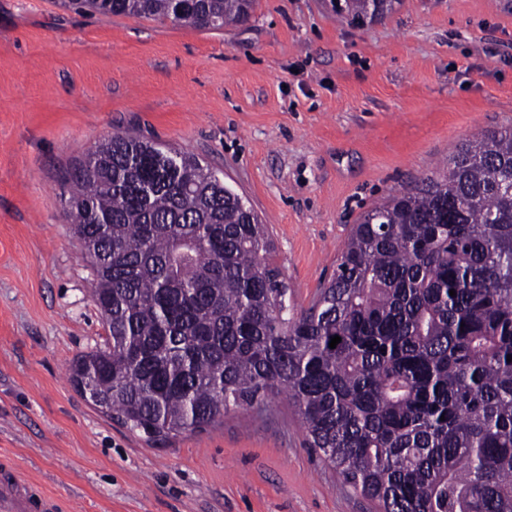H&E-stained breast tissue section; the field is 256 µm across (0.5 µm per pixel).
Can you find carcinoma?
Instances as JSON below:
<instances>
[{
	"label": "carcinoma",
	"mask_w": 512,
	"mask_h": 512,
	"mask_svg": "<svg viewBox=\"0 0 512 512\" xmlns=\"http://www.w3.org/2000/svg\"><path fill=\"white\" fill-rule=\"evenodd\" d=\"M64 4L208 29L254 8ZM392 5L336 0V13L359 22ZM68 183L110 338L71 380L102 412L161 439L284 394L309 447L380 512H512V128L472 136L367 212L299 312L265 225L197 155L116 132Z\"/></svg>",
	"instance_id": "cac0c4a2"
}]
</instances>
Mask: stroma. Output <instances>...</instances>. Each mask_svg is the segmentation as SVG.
Segmentation results:
<instances>
[{"instance_id": "1", "label": "stroma", "mask_w": 512, "mask_h": 512, "mask_svg": "<svg viewBox=\"0 0 512 512\" xmlns=\"http://www.w3.org/2000/svg\"><path fill=\"white\" fill-rule=\"evenodd\" d=\"M504 127L512 0H397L362 24L255 0L220 31L0 0V456L63 512H379L285 397L150 442L74 387L108 336L65 178L116 131L198 155L267 225L301 310L365 212Z\"/></svg>"}]
</instances>
